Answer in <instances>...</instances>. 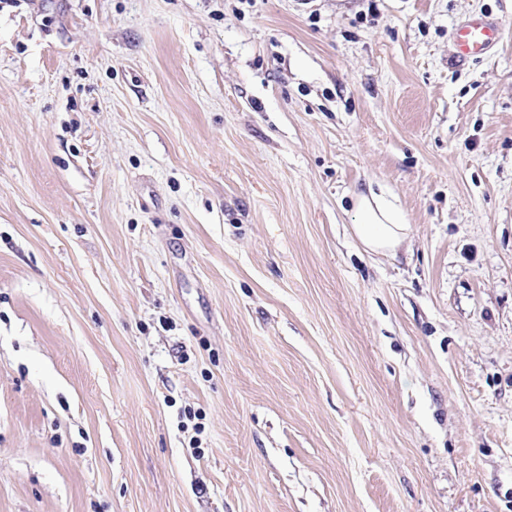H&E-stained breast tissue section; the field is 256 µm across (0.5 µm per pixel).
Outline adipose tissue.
Segmentation results:
<instances>
[{
    "label": "adipose tissue",
    "mask_w": 512,
    "mask_h": 512,
    "mask_svg": "<svg viewBox=\"0 0 512 512\" xmlns=\"http://www.w3.org/2000/svg\"><path fill=\"white\" fill-rule=\"evenodd\" d=\"M356 222L352 231L366 252L396 254L410 235L401 210L384 194L374 189L359 191L354 196Z\"/></svg>",
    "instance_id": "ef3b65f1"
}]
</instances>
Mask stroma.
I'll return each mask as SVG.
<instances>
[{
  "label": "stroma",
  "instance_id": "stroma-1",
  "mask_svg": "<svg viewBox=\"0 0 512 512\" xmlns=\"http://www.w3.org/2000/svg\"><path fill=\"white\" fill-rule=\"evenodd\" d=\"M0 512H512V0H0ZM454 37L463 58L480 57L498 45L501 40V26L493 19L481 18L458 27ZM356 222L352 231L366 252L395 255L410 235L401 210L373 187L354 196Z\"/></svg>",
  "mask_w": 512,
  "mask_h": 512
}]
</instances>
